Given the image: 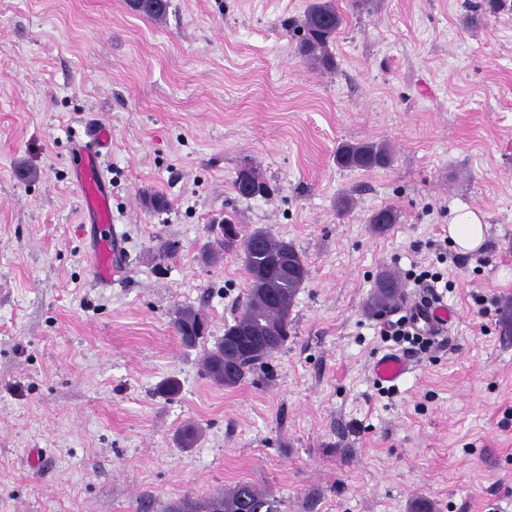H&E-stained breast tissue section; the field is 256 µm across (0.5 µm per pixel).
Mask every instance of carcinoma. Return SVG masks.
I'll list each match as a JSON object with an SVG mask.
<instances>
[{"label":"carcinoma","mask_w":512,"mask_h":512,"mask_svg":"<svg viewBox=\"0 0 512 512\" xmlns=\"http://www.w3.org/2000/svg\"><path fill=\"white\" fill-rule=\"evenodd\" d=\"M169 6L170 0H138L134 10L161 19ZM344 22L334 0H311L303 19L288 22V27L299 40L301 57L317 68L332 70L336 62L329 47ZM393 160V150L384 142L344 143L336 149V164L344 169H386ZM398 219L397 210L386 207L374 212L369 223L384 231ZM242 245L244 266L251 275L250 292L239 315L225 326L224 337L204 359L209 377L226 387L240 384L285 345L295 297L309 278L304 256L291 241L260 229L243 235ZM397 288L393 272L380 273L369 307L378 311L388 308L396 298ZM499 327L503 335L512 336L511 296L500 300ZM174 328L182 338L192 333V341L185 346L194 348L205 332V320L198 311L185 308L177 313ZM279 506L273 492L245 482L229 492H216L202 499L184 497L171 505L170 512H183L187 507L194 512H279Z\"/></svg>","instance_id":"1"}]
</instances>
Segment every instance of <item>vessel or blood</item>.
<instances>
[{
  "instance_id": "obj_1",
  "label": "vessel or blood",
  "mask_w": 512,
  "mask_h": 512,
  "mask_svg": "<svg viewBox=\"0 0 512 512\" xmlns=\"http://www.w3.org/2000/svg\"><path fill=\"white\" fill-rule=\"evenodd\" d=\"M112 145V132L102 128L90 138H75L71 145L72 175L83 200V210L91 222L110 226L112 223V189L101 168L100 157ZM118 232L101 238L94 248L91 260L93 276L99 283L112 280L113 257L120 245ZM411 370L409 357L401 353H388L377 359L371 372L376 381L394 385Z\"/></svg>"
}]
</instances>
